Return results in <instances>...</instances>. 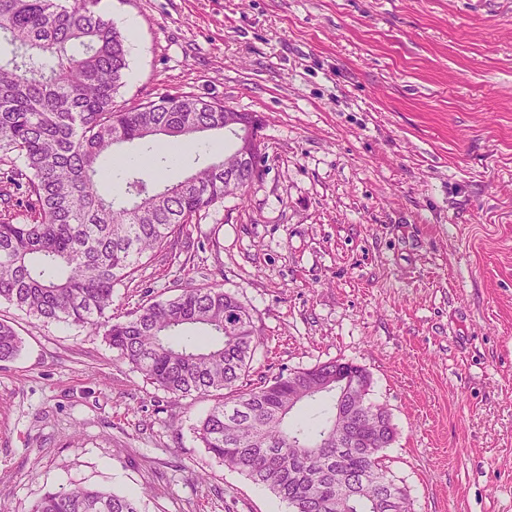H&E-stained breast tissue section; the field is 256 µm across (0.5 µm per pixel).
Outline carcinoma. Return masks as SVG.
<instances>
[{
    "label": "carcinoma",
    "instance_id": "cac0c4a2",
    "mask_svg": "<svg viewBox=\"0 0 512 512\" xmlns=\"http://www.w3.org/2000/svg\"><path fill=\"white\" fill-rule=\"evenodd\" d=\"M99 0H0V302L40 322L100 334L117 359L174 398L222 393L197 428L208 452L270 490L289 512H408L383 451L387 411L369 402L368 372L328 360L249 379L260 344L250 310L217 285H187L120 320L113 288L148 255H168L197 217L255 180L224 185L236 150L184 179L156 176L198 134L222 131L224 103L192 94L115 103L128 37ZM143 143L118 193L102 190L116 148ZM0 321V362L21 349ZM331 400L321 422L293 414ZM29 512H145L140 500L80 486L46 492Z\"/></svg>",
    "mask_w": 512,
    "mask_h": 512
}]
</instances>
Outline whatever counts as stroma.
Wrapping results in <instances>:
<instances>
[{"mask_svg": "<svg viewBox=\"0 0 512 512\" xmlns=\"http://www.w3.org/2000/svg\"><path fill=\"white\" fill-rule=\"evenodd\" d=\"M137 23L121 103L191 93L255 113L267 170L118 285L124 315L186 283L253 315L252 382L365 368L412 512H512V0H100ZM0 512L51 488L146 512H288L102 337L0 303ZM21 338L15 328L0 321V362L15 358L21 349Z\"/></svg>", "mask_w": 512, "mask_h": 512, "instance_id": "obj_1", "label": "stroma"}]
</instances>
